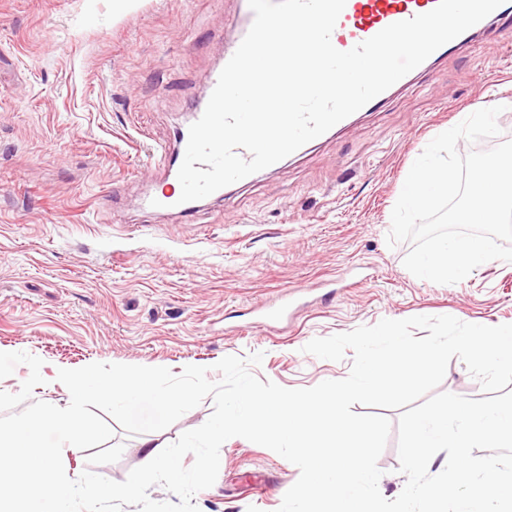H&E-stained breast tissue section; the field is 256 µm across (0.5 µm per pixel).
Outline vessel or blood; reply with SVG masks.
Instances as JSON below:
<instances>
[{
	"mask_svg": "<svg viewBox=\"0 0 512 512\" xmlns=\"http://www.w3.org/2000/svg\"><path fill=\"white\" fill-rule=\"evenodd\" d=\"M437 2L438 0H346L332 32L331 41L338 50H349L391 24L429 12ZM484 28V23H477L437 49L432 55L433 60L444 59L458 52Z\"/></svg>",
	"mask_w": 512,
	"mask_h": 512,
	"instance_id": "1",
	"label": "vessel or blood"
}]
</instances>
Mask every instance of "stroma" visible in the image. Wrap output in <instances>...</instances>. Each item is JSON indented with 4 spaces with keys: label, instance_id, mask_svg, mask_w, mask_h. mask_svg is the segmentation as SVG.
I'll list each match as a JSON object with an SVG mask.
<instances>
[{
    "label": "stroma",
    "instance_id": "1",
    "mask_svg": "<svg viewBox=\"0 0 512 512\" xmlns=\"http://www.w3.org/2000/svg\"><path fill=\"white\" fill-rule=\"evenodd\" d=\"M238 23V0H0V352L42 359L33 400L69 404L62 368L197 365L216 382L219 360L255 352L260 380L310 388L347 377L353 359L305 353L317 337L420 315L512 324V263L439 285L404 267L410 243L386 242L409 170L435 136L499 105L501 135L485 145L512 140V31L499 23L224 200L182 218L140 209L145 193L169 188L152 153L175 148ZM356 263L375 271L365 286L253 327L255 305ZM112 430L103 444L63 451L66 472L119 482L141 466L140 436ZM298 477L272 450L233 437L215 484L193 502L276 512Z\"/></svg>",
    "mask_w": 512,
    "mask_h": 512
}]
</instances>
